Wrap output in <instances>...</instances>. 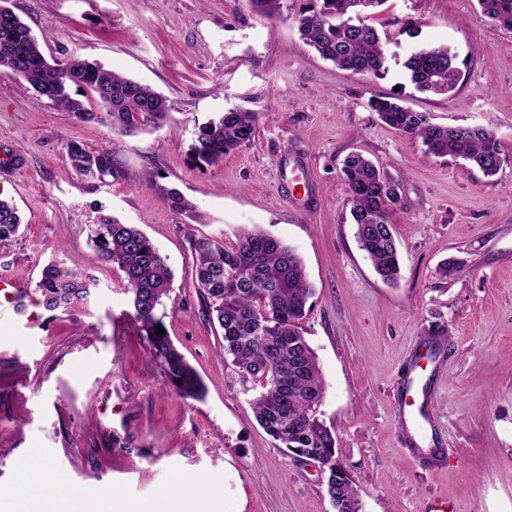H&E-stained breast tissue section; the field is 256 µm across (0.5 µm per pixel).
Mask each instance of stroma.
<instances>
[{"mask_svg":"<svg viewBox=\"0 0 512 512\" xmlns=\"http://www.w3.org/2000/svg\"><path fill=\"white\" fill-rule=\"evenodd\" d=\"M46 56L97 61L172 105L160 127L124 135L81 122L24 81L0 74V196L22 228L0 250V278L25 283L24 311L0 296V512H32L27 494L66 493L102 512H156L178 481L205 484L196 512H335L319 463L276 448L253 392L220 355V331L192 286L186 216L196 234L232 240L255 226L292 247L315 291L302 322L325 393L316 411L336 432L363 512H512V30L482 20L477 0H387L389 73L338 69L301 40L302 0L276 18L247 0H9ZM447 45L461 75L447 94L417 91L402 63ZM397 95L436 122L491 129L505 161L491 177L382 122L368 106ZM256 113L253 141L212 166L192 161L198 124ZM109 146L116 176L65 166L66 147ZM358 151L398 182L392 214L401 277L384 282L355 237L342 161ZM134 224L174 273L157 310L206 386L170 390L151 360L117 265L97 259L86 226L99 214ZM60 260L88 270L90 294L46 311L36 283ZM409 388L422 429H403ZM439 448L437 465L407 449ZM158 192L162 201L171 209L192 215L196 223H205L203 216L196 214L194 205L188 201L179 190L158 186Z\"/></svg>","mask_w":512,"mask_h":512,"instance_id":"35a3bbf8","label":"stroma"}]
</instances>
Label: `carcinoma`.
Wrapping results in <instances>:
<instances>
[{"instance_id":"obj_1","label":"carcinoma","mask_w":512,"mask_h":512,"mask_svg":"<svg viewBox=\"0 0 512 512\" xmlns=\"http://www.w3.org/2000/svg\"><path fill=\"white\" fill-rule=\"evenodd\" d=\"M271 19L280 0H248ZM387 0H304L295 16L303 42L337 67L381 78L388 73L382 34L368 23L373 10ZM480 17L512 28V0H478ZM0 71L25 81L40 98L82 121H98L124 133L160 127L172 105L148 85L122 76L98 63L70 59L49 62L30 27L9 7L0 5ZM456 54L443 46L412 51L403 63L404 75L421 92L449 93L458 80ZM87 87L103 111L95 112L70 94ZM370 108L392 128L418 138L427 152L461 157L487 176L504 161L494 132L485 127L460 128L432 122L388 98H376ZM258 132L254 112L230 111L197 127L191 144L193 159L206 165L224 160L230 151L250 143ZM72 170L91 179L115 175L112 153L90 152L78 143L67 146ZM342 175L351 201L360 249L381 278L395 284L400 274L399 251L390 213L400 205L399 184L383 168L359 152L343 161ZM171 209L203 216L175 188L158 187ZM17 207L0 198V249L17 235ZM88 240L97 258L123 272L133 296L135 320L150 358L158 362L173 389L185 399L203 396L195 369L174 346L156 316L170 296L173 274L166 259L138 228L115 217L88 225ZM192 253L193 287L205 315L217 322L224 338V360L231 361L243 383L257 390L252 401L259 425L276 445L295 456L314 460L325 469L326 491L336 512H362V503L336 455V437L317 414L325 384L316 354L301 332L313 289L296 253L280 240L255 229H241L228 244L205 235L188 234ZM89 276L58 262L41 271L36 288L48 311L69 309L89 294Z\"/></svg>"}]
</instances>
